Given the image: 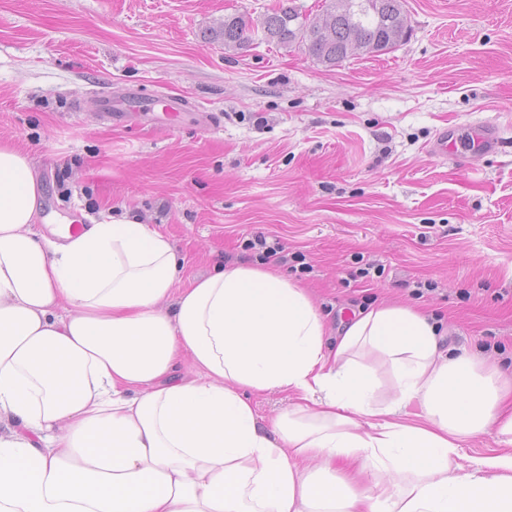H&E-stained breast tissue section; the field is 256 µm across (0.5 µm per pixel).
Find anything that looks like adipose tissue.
<instances>
[{"label":"adipose tissue","instance_id":"adipose-tissue-1","mask_svg":"<svg viewBox=\"0 0 512 512\" xmlns=\"http://www.w3.org/2000/svg\"><path fill=\"white\" fill-rule=\"evenodd\" d=\"M43 195L0 146V512H512V381L428 316L383 303L331 345L281 274L180 288L163 234L124 213L45 235ZM266 391L297 398L268 426ZM491 427L500 450L453 467Z\"/></svg>","mask_w":512,"mask_h":512}]
</instances>
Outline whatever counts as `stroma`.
<instances>
[{"label": "stroma", "mask_w": 512, "mask_h": 512, "mask_svg": "<svg viewBox=\"0 0 512 512\" xmlns=\"http://www.w3.org/2000/svg\"><path fill=\"white\" fill-rule=\"evenodd\" d=\"M276 2L0 0V146L30 159L56 224L112 207L163 233L180 287L247 262L261 231L305 255L276 270L306 288L328 340L399 301L512 378V0H405L407 42L332 68L211 39ZM107 91L187 108L116 122ZM480 121L500 130L495 152H431ZM417 281L432 290L416 296Z\"/></svg>", "instance_id": "obj_1"}]
</instances>
